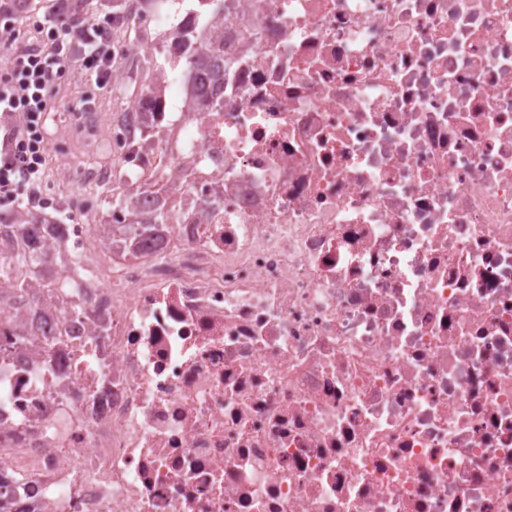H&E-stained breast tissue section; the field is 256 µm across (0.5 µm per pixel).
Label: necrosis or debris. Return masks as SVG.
Instances as JSON below:
<instances>
[{"instance_id": "4bbe7bcc", "label": "necrosis or debris", "mask_w": 512, "mask_h": 512, "mask_svg": "<svg viewBox=\"0 0 512 512\" xmlns=\"http://www.w3.org/2000/svg\"><path fill=\"white\" fill-rule=\"evenodd\" d=\"M129 13L170 66L112 123L121 203L0 285L11 512H512V0ZM188 53L185 57L186 69L184 76L186 81L197 90L198 103L204 100L209 91L224 90L213 78V60L224 53V42L215 43L211 40L208 31L202 28L195 37L187 42Z\"/></svg>"}]
</instances>
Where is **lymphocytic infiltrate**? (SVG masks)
Returning a JSON list of instances; mask_svg holds the SVG:
<instances>
[{"label":"lymphocytic infiltrate","mask_w":512,"mask_h":512,"mask_svg":"<svg viewBox=\"0 0 512 512\" xmlns=\"http://www.w3.org/2000/svg\"><path fill=\"white\" fill-rule=\"evenodd\" d=\"M50 52L10 54L0 76V113L20 117L22 128L6 127L0 136V201H33L42 178L47 145L35 133L50 104V94L73 60H80L97 83L111 76L112 44L107 26L92 19L57 17L49 31Z\"/></svg>","instance_id":"lymphocytic-infiltrate-1"}]
</instances>
